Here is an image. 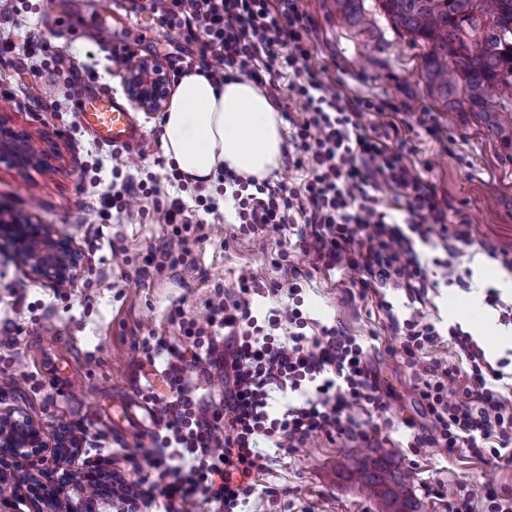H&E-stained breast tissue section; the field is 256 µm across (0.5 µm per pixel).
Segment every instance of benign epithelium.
<instances>
[{
	"label": "benign epithelium",
	"instance_id": "1",
	"mask_svg": "<svg viewBox=\"0 0 512 512\" xmlns=\"http://www.w3.org/2000/svg\"><path fill=\"white\" fill-rule=\"evenodd\" d=\"M125 91L130 100L147 112L165 109L170 95V79L164 69L143 61L127 73ZM57 156L37 149L32 137L25 144L0 141V163L20 167L32 166L43 173L56 171ZM0 238L12 243L17 255L32 275L53 288H66L83 264L72 242L57 235L47 224H33L16 215L7 220L0 209ZM79 448L71 432L62 428L47 436L43 427L10 411H0V486L14 487L38 483L44 493L33 501L32 512H96L95 502L86 495L88 484L106 479L96 466L86 467L75 484V474L68 467L75 461ZM78 486L83 493L79 504H72L69 487Z\"/></svg>",
	"mask_w": 512,
	"mask_h": 512
}]
</instances>
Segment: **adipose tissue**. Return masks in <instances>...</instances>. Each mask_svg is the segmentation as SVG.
Returning a JSON list of instances; mask_svg holds the SVG:
<instances>
[{
  "label": "adipose tissue",
  "mask_w": 512,
  "mask_h": 512,
  "mask_svg": "<svg viewBox=\"0 0 512 512\" xmlns=\"http://www.w3.org/2000/svg\"><path fill=\"white\" fill-rule=\"evenodd\" d=\"M167 158L184 175L211 181L219 170L264 180L282 164L283 121L256 83L218 84L202 70L183 74L162 119Z\"/></svg>",
  "instance_id": "1"
}]
</instances>
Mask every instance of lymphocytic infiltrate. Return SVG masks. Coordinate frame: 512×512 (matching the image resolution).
<instances>
[{"label":"lymphocytic infiltrate","mask_w":512,"mask_h":512,"mask_svg":"<svg viewBox=\"0 0 512 512\" xmlns=\"http://www.w3.org/2000/svg\"><path fill=\"white\" fill-rule=\"evenodd\" d=\"M298 0H156L155 12L163 25L178 24L187 35H202L205 46L216 50L217 66L209 77L218 83L240 73L269 89L281 112L302 101L305 114L294 125L292 141L298 152L295 168L308 177L302 187L285 183L258 184L225 173L234 186L238 219L253 231L278 230L303 222L298 240L317 264L341 263L363 267L373 284L395 285L421 301L428 288L438 287L417 260L410 232L422 225L443 224L447 214L435 190L415 176L400 149L377 140L360 121V110L341 97L312 69L299 64L312 55L309 19ZM263 67H256L258 55ZM289 71L287 87L276 80ZM390 202H383V194ZM405 211L408 231L391 218ZM159 212L172 234L163 247L166 257L178 259L187 251L186 232L193 217L180 199L163 204ZM260 282H241L238 291L219 292L205 303L203 317L190 320L186 331L195 346L204 348L211 370L225 383L223 407H203L184 377L183 358L170 361L164 382L169 391L162 400L161 428L148 448L136 449L129 461L135 480L112 475V495L123 512L161 501L164 512H196L202 503L217 504L220 512H237L270 468L271 458L259 446L267 441L287 451L318 434L367 437L388 430L389 420L363 428L351 417L352 405L365 403L386 409L380 387L355 337L336 327L319 335L304 332L306 321L295 308L271 313L266 326L252 315L249 294ZM449 334L471 369L470 385L461 399L447 395V380L456 365L434 362L416 372L420 401L431 418L424 433L409 445L413 456L432 447L453 449L464 443L476 452L512 462V401L499 397L490 379L501 373L488 365L485 353L458 329ZM438 332L422 309L406 319L400 345L408 357L434 345ZM315 386V395L301 405L273 415L271 390H300ZM499 447H489L490 439Z\"/></svg>","instance_id":"lymphocytic-infiltrate-1"}]
</instances>
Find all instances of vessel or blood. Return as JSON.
<instances>
[{"label": "vessel or blood", "mask_w": 512, "mask_h": 512, "mask_svg": "<svg viewBox=\"0 0 512 512\" xmlns=\"http://www.w3.org/2000/svg\"><path fill=\"white\" fill-rule=\"evenodd\" d=\"M79 119L96 140L115 148L138 149L145 141L142 125L121 97L111 91L83 92Z\"/></svg>", "instance_id": "obj_1"}]
</instances>
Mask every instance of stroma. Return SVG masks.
Instances as JSON below:
<instances>
[{"mask_svg":"<svg viewBox=\"0 0 512 512\" xmlns=\"http://www.w3.org/2000/svg\"><path fill=\"white\" fill-rule=\"evenodd\" d=\"M9 0L7 7L22 33L45 38L39 59L20 54L0 56V119L33 135L37 145L55 151V174L22 173L0 167V208L28 215L70 237L83 256L71 286L54 289L31 275L9 243L0 241V409L32 419L55 432L64 426L73 435L87 434L75 461L135 474L126 453L152 443L154 429L112 425L114 409L141 403L145 385L157 394L167 388L160 374L164 358L147 366L144 342L183 350L193 344L183 321L201 317L216 289L236 290L242 276L261 277L267 297H253L257 320L288 306L301 310L305 334L338 327L357 337L368 351L372 369L388 397L386 413L356 405L359 423L390 421L388 433L368 438H311L275 454L260 476L268 491L249 499V512H376L375 504L341 476L347 458L358 454L383 458L411 476L410 494L418 512H448L449 500L467 487L476 506L487 488L512 493V466L470 448L427 449L417 461L408 458L415 433L429 424L413 378L414 370L399 344L394 323L412 309L401 288L362 293L363 269L346 265L317 269L304 253L297 225L269 234H241L224 183L205 184L204 195L219 201L217 215L206 214L188 238L189 260L197 270L186 274L151 262L171 234L158 222L156 205L174 196L167 176L170 163L161 141V115L135 109L146 131L139 178H152L158 190L135 199L129 209L99 218L98 196L112 184V150L80 123L77 102L65 93L75 76L123 91L126 68L114 65L109 48L135 30L134 61H152L167 73L178 71L179 57L192 55L197 67L212 56L200 40L184 39L177 29L160 26L153 0H94L99 22L73 24L66 16L72 0ZM313 22L309 67L337 94L356 101L384 104L398 111V126L363 112L361 121L386 142L402 140L403 153L421 178L431 182L447 225H432L428 241L414 248L428 276L449 284L430 290L422 310L436 326L435 345L422 350L421 361L456 359L449 328H461L484 350L490 365L502 372L495 389L512 398V288H496L493 274L503 265L496 254L512 253V161L502 159L490 130L472 113L443 108L422 69V51L412 47L382 14H375L364 34L336 13L335 0H299ZM298 291H291V284ZM499 301L491 303L490 289ZM68 354L74 372L67 385L54 383L49 366L56 351Z\"/></svg>","mask_w":512,"mask_h":512,"instance_id":"stroma-1","label":"stroma"}]
</instances>
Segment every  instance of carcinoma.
Returning a JSON list of instances; mask_svg holds the SVG:
<instances>
[{
    "mask_svg": "<svg viewBox=\"0 0 512 512\" xmlns=\"http://www.w3.org/2000/svg\"><path fill=\"white\" fill-rule=\"evenodd\" d=\"M377 9L422 55L427 84L443 102L478 117L512 161V0H376ZM344 20L366 31L365 0H336ZM342 475L378 512H413L408 475L377 459L353 460Z\"/></svg>",
    "mask_w": 512,
    "mask_h": 512,
    "instance_id": "1",
    "label": "carcinoma"
}]
</instances>
